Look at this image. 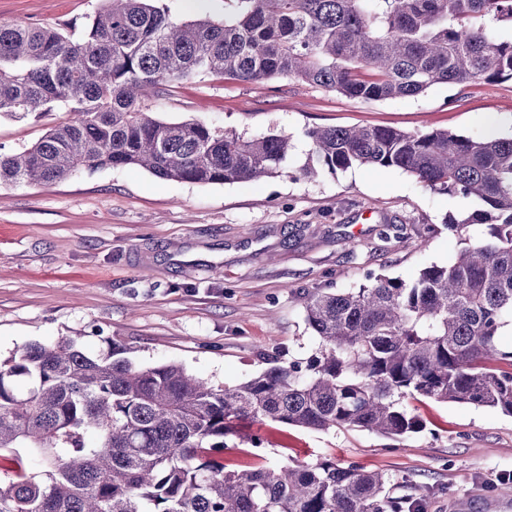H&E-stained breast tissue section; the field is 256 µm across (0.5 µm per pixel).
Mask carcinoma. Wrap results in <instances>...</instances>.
Segmentation results:
<instances>
[{
    "label": "carcinoma",
    "instance_id": "1",
    "mask_svg": "<svg viewBox=\"0 0 512 512\" xmlns=\"http://www.w3.org/2000/svg\"><path fill=\"white\" fill-rule=\"evenodd\" d=\"M71 26L0 23V117L65 110L34 145L0 153V184L41 185L80 171L137 166L195 184L259 181L282 168L290 138L245 137L146 112L165 84L199 75L293 78L350 98L413 97L437 84L512 80V0H226L224 19L178 22L161 0H103ZM330 174L399 169L430 191L474 200L448 221L489 225L454 260L417 279L377 275L305 303L317 348L271 361L234 386L180 365L138 367L116 348L31 343L0 362V512H412L388 479L325 461L226 471L215 454L234 422L401 438L424 429L402 400L512 415V136L410 133L383 126L306 132ZM29 387L20 391L16 381Z\"/></svg>",
    "mask_w": 512,
    "mask_h": 512
}]
</instances>
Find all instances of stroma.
Instances as JSON below:
<instances>
[{
  "instance_id": "stroma-1",
  "label": "stroma",
  "mask_w": 512,
  "mask_h": 512,
  "mask_svg": "<svg viewBox=\"0 0 512 512\" xmlns=\"http://www.w3.org/2000/svg\"><path fill=\"white\" fill-rule=\"evenodd\" d=\"M102 0H0V22L83 24ZM161 119L197 120L246 137L282 133L293 149L278 176L199 185L139 167L83 172L49 185L0 186V361L32 342L73 340L135 365H182L235 386L269 360L315 347L305 301L357 288L368 274L413 281L463 243L447 218L476 202L425 189L393 168L356 165L306 178L307 129L378 125L407 132L512 134V81L436 85L416 97L363 101L288 78L247 83L198 76L148 104ZM65 112L0 117V151L32 146ZM422 432L391 439L245 423L219 454L225 469L332 460L384 473L424 512H512V417L492 408L408 400Z\"/></svg>"
}]
</instances>
